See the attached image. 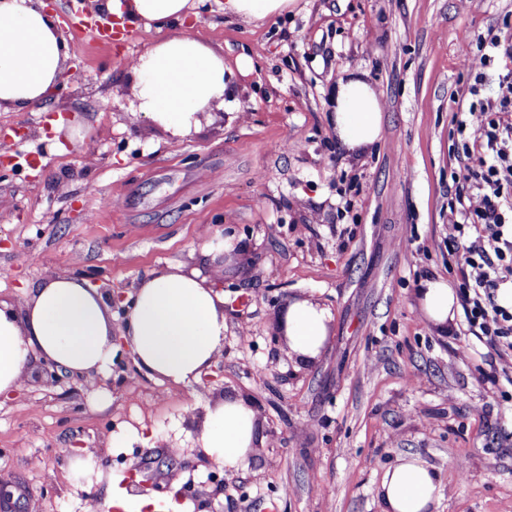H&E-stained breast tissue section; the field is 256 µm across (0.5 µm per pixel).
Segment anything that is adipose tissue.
Segmentation results:
<instances>
[{"label": "adipose tissue", "instance_id": "obj_1", "mask_svg": "<svg viewBox=\"0 0 512 512\" xmlns=\"http://www.w3.org/2000/svg\"><path fill=\"white\" fill-rule=\"evenodd\" d=\"M190 2H108L110 13L129 26L169 27L133 61L131 74L142 114L176 134L224 100V57L186 25ZM67 58L59 22L40 0H0V109L22 112L47 101L72 76ZM335 103L336 130L348 151L366 150L381 139V102L366 83L340 85ZM416 298L435 330L448 333L459 310L454 286L428 277L419 281ZM330 319L319 302L289 301L281 322L298 361L319 355ZM117 335L141 371L163 382L191 383L224 345V296L198 273L170 265L140 283L116 331L97 289L69 275L45 279L29 288L22 309L0 303V394L15 390L36 359L81 375L105 371ZM262 441L253 404L239 395L211 407L200 434L206 454L228 471L240 470ZM440 485L438 472L410 455L384 471L376 494L382 512H432Z\"/></svg>", "mask_w": 512, "mask_h": 512}]
</instances>
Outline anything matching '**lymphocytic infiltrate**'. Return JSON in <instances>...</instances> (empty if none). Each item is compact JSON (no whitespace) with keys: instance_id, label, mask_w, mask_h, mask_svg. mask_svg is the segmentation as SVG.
Listing matches in <instances>:
<instances>
[{"instance_id":"lymphocytic-infiltrate-1","label":"lymphocytic infiltrate","mask_w":512,"mask_h":512,"mask_svg":"<svg viewBox=\"0 0 512 512\" xmlns=\"http://www.w3.org/2000/svg\"><path fill=\"white\" fill-rule=\"evenodd\" d=\"M512 59V34L488 33L471 57L475 78L467 119L458 120L453 147L467 162L452 171L448 196V255L459 276L467 332L512 369V72L495 98L481 99L485 72Z\"/></svg>"}]
</instances>
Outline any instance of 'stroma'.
Here are the masks:
<instances>
[{"label":"stroma","mask_w":512,"mask_h":512,"mask_svg":"<svg viewBox=\"0 0 512 512\" xmlns=\"http://www.w3.org/2000/svg\"><path fill=\"white\" fill-rule=\"evenodd\" d=\"M188 23L226 71L223 106L187 133L138 110L130 65L162 38L153 27L107 46L66 36L82 81L0 110V302L21 307L56 275L107 298L170 264L223 277L213 377L161 382L118 346L91 391L46 382L33 361L0 397V503L100 512L115 495L120 512H381L384 470L417 455L442 475L433 512H512V380L463 323L432 330L414 295L424 277L456 279L449 129L469 106L471 43L512 31V0H295L253 21L193 0ZM352 78L383 105L382 137L359 153L333 120ZM225 230L241 253L218 272L200 254ZM296 297L332 314L308 363L277 334ZM231 394L252 401L265 442L227 474L196 442ZM131 427L145 439L116 446Z\"/></svg>","instance_id":"stroma-1"}]
</instances>
